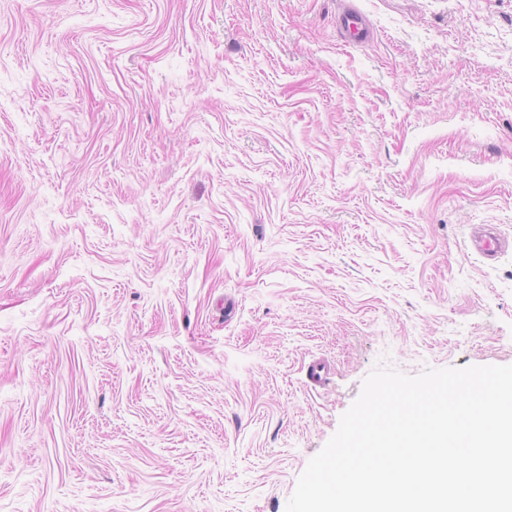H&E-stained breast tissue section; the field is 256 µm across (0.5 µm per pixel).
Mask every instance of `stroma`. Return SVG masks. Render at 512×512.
Here are the masks:
<instances>
[{
	"mask_svg": "<svg viewBox=\"0 0 512 512\" xmlns=\"http://www.w3.org/2000/svg\"><path fill=\"white\" fill-rule=\"evenodd\" d=\"M353 4L0 0V512H286L375 367L512 364V0ZM471 246L474 251L485 258L494 259L499 253L504 251L506 241L493 232H484L472 238ZM305 376L309 389L323 388L329 379V366L323 359H313L306 366Z\"/></svg>",
	"mask_w": 512,
	"mask_h": 512,
	"instance_id": "35a3bbf8",
	"label": "stroma"
}]
</instances>
